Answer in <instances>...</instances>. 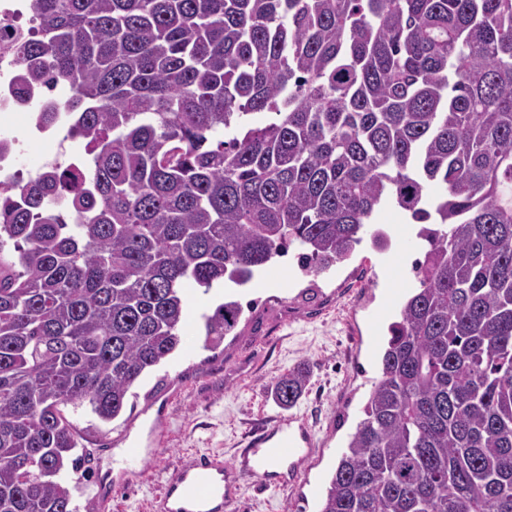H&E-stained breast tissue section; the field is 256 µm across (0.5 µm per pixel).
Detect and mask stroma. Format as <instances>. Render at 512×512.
Returning a JSON list of instances; mask_svg holds the SVG:
<instances>
[{"mask_svg":"<svg viewBox=\"0 0 512 512\" xmlns=\"http://www.w3.org/2000/svg\"><path fill=\"white\" fill-rule=\"evenodd\" d=\"M371 227L387 235V247L363 241L347 260L314 279L301 274L293 247L266 269L272 286L257 279L234 289L241 320L216 349L203 346L201 316L223 298L215 289L188 287L183 346L140 379L124 413L104 423L86 407L69 412L84 447L127 434L145 455L139 483L122 477L119 448L110 458L85 463L84 473L66 469L61 479L73 488V512H88L90 490L100 483L112 492V512H152L183 455L232 458L258 426L279 416L271 385L302 363L311 379L291 413L311 426L317 453L294 487L246 482L225 512H319L326 483L380 374L387 326L417 286L412 263L424 256L416 224L398 207L380 209Z\"/></svg>","mask_w":512,"mask_h":512,"instance_id":"obj_1","label":"stroma"}]
</instances>
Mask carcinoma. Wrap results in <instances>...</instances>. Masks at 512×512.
Instances as JSON below:
<instances>
[{"label": "carcinoma", "instance_id": "cac0c4a2", "mask_svg": "<svg viewBox=\"0 0 512 512\" xmlns=\"http://www.w3.org/2000/svg\"><path fill=\"white\" fill-rule=\"evenodd\" d=\"M86 168L0 192V512H73L79 441L181 345L189 282L317 277L394 204L427 245L319 512H512V0H33ZM64 190L83 214L50 208ZM235 300L203 315L206 347ZM308 373L281 375L284 409Z\"/></svg>", "mask_w": 512, "mask_h": 512}]
</instances>
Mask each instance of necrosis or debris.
<instances>
[{
    "mask_svg": "<svg viewBox=\"0 0 512 512\" xmlns=\"http://www.w3.org/2000/svg\"><path fill=\"white\" fill-rule=\"evenodd\" d=\"M31 4L32 0H0V117L7 119L21 113L31 119L36 113L52 112L56 114L57 120L39 129L40 138L51 143L52 148L26 172L21 169L23 140L17 139L12 126L0 124V137L15 141L11 153L0 155V187L13 183L25 173L35 177L75 167L78 160L70 144L71 137L64 132L69 97L56 87L46 91L34 89L23 94L14 83L17 48L37 28Z\"/></svg>",
    "mask_w": 512,
    "mask_h": 512,
    "instance_id": "1",
    "label": "necrosis or debris"
}]
</instances>
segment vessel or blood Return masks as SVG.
Returning a JSON list of instances; mask_svg holds the SVG:
<instances>
[{
    "label": "vessel or blood",
    "mask_w": 512,
    "mask_h": 512,
    "mask_svg": "<svg viewBox=\"0 0 512 512\" xmlns=\"http://www.w3.org/2000/svg\"><path fill=\"white\" fill-rule=\"evenodd\" d=\"M304 425L280 420L257 431L232 463L216 455H189L168 479L156 512H224L226 483L257 478L268 488L293 484L312 453Z\"/></svg>",
    "instance_id": "obj_1"
}]
</instances>
